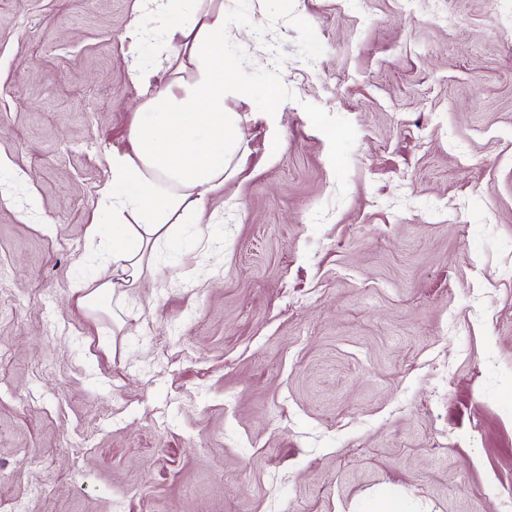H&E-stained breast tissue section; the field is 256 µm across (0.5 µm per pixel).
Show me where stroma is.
I'll list each match as a JSON object with an SVG mask.
<instances>
[{
    "label": "stroma",
    "instance_id": "35a3bbf8",
    "mask_svg": "<svg viewBox=\"0 0 512 512\" xmlns=\"http://www.w3.org/2000/svg\"><path fill=\"white\" fill-rule=\"evenodd\" d=\"M135 0H0V512H512V0H224L211 235L79 307Z\"/></svg>",
    "mask_w": 512,
    "mask_h": 512
}]
</instances>
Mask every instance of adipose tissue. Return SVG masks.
Wrapping results in <instances>:
<instances>
[{
  "mask_svg": "<svg viewBox=\"0 0 512 512\" xmlns=\"http://www.w3.org/2000/svg\"><path fill=\"white\" fill-rule=\"evenodd\" d=\"M155 3L168 17L164 42L180 64L162 87L152 68L129 71L143 100L128 130L129 150L112 154V209L127 220L112 226V278L79 287L83 308L103 297L121 302L148 247L179 239L182 224H202L205 201L223 189L241 141L240 115L225 107L244 87L230 79L239 61L224 50V0Z\"/></svg>",
  "mask_w": 512,
  "mask_h": 512,
  "instance_id": "obj_1",
  "label": "adipose tissue"
}]
</instances>
